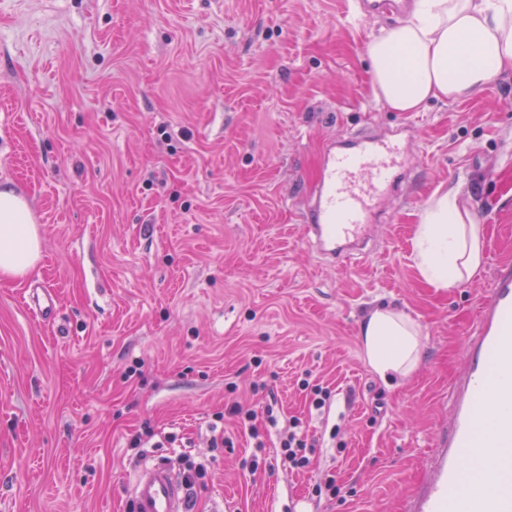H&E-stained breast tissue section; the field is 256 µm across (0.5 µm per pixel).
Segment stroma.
I'll list each match as a JSON object with an SVG mask.
<instances>
[{"label": "stroma", "mask_w": 512, "mask_h": 512, "mask_svg": "<svg viewBox=\"0 0 512 512\" xmlns=\"http://www.w3.org/2000/svg\"><path fill=\"white\" fill-rule=\"evenodd\" d=\"M396 22L353 0H0V183L29 202L42 252L0 279V512H130L148 456L205 466L192 512H405L494 265L512 261V74L393 111L365 46ZM406 127L405 175L367 244L315 254L326 143ZM457 186L484 260L438 291L414 268L415 230ZM41 286L48 321L23 304ZM381 303L422 329L418 367L391 389L361 347ZM312 386L330 394L318 411ZM292 417L315 446L303 470L279 452ZM146 426L155 446L128 448ZM216 427L229 446L212 447Z\"/></svg>", "instance_id": "stroma-1"}]
</instances>
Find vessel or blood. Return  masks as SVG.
Segmentation results:
<instances>
[{"mask_svg":"<svg viewBox=\"0 0 512 512\" xmlns=\"http://www.w3.org/2000/svg\"><path fill=\"white\" fill-rule=\"evenodd\" d=\"M406 138L330 141L306 214L307 233L326 257L347 256L391 192ZM35 318L51 319L50 289L29 293ZM468 364L453 381L449 430L407 512H512V263H500L467 340ZM134 512H188L187 484L162 461L142 462L130 490Z\"/></svg>","mask_w":512,"mask_h":512,"instance_id":"b4317fda","label":"vessel or blood"}]
</instances>
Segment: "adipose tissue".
I'll use <instances>...</instances> for the list:
<instances>
[{"label":"adipose tissue","instance_id":"adipose-tissue-1","mask_svg":"<svg viewBox=\"0 0 512 512\" xmlns=\"http://www.w3.org/2000/svg\"><path fill=\"white\" fill-rule=\"evenodd\" d=\"M375 97L398 112L433 99L465 102L512 71V0H414L408 15L366 46ZM422 279L447 290L484 259V227L460 190L433 199L416 234ZM41 238L26 199L0 185V276L21 279L39 261ZM366 360L382 381L407 378L421 354L422 331L405 312L375 306L360 328Z\"/></svg>","mask_w":512,"mask_h":512}]
</instances>
